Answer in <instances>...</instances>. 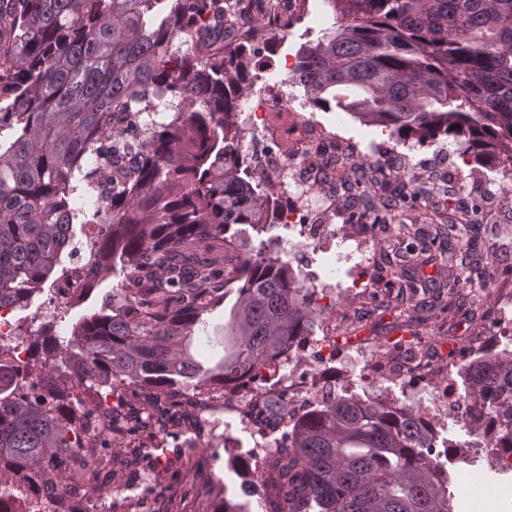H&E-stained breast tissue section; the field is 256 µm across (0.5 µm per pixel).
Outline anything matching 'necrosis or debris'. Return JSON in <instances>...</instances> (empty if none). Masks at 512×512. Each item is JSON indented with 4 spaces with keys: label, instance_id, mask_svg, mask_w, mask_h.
Returning a JSON list of instances; mask_svg holds the SVG:
<instances>
[{
    "label": "necrosis or debris",
    "instance_id": "4bbe7bcc",
    "mask_svg": "<svg viewBox=\"0 0 512 512\" xmlns=\"http://www.w3.org/2000/svg\"><path fill=\"white\" fill-rule=\"evenodd\" d=\"M233 119L243 126V156L261 179L288 198L279 212V221L296 232L295 248L306 252L335 246L339 234L328 221L334 208L332 199L325 195L316 203L311 199V192L326 179L340 175L336 156L347 151L344 137L328 130L314 116L289 111L275 93L258 97L247 113H235ZM333 335L329 329L321 337L308 338L304 346L306 356L297 374L286 373L283 363L271 361L264 370L262 383L244 382L224 392L208 394L206 411L241 419L258 397L266 396L299 416L335 396L340 385L347 382V361L337 356ZM390 352V357L380 361L365 359L362 374L368 386L400 380L408 401L433 428L438 427L445 411L463 412L452 379L436 391L430 402L417 398L414 387L420 372L421 352L415 343H393ZM240 431L242 436L237 441L238 451L231 458V466L249 489L259 468L277 448L268 431L244 423Z\"/></svg>",
    "mask_w": 512,
    "mask_h": 512
}]
</instances>
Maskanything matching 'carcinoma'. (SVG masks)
<instances>
[{"mask_svg": "<svg viewBox=\"0 0 512 512\" xmlns=\"http://www.w3.org/2000/svg\"><path fill=\"white\" fill-rule=\"evenodd\" d=\"M231 0H0V308L26 310L57 273L89 294L121 275L66 344L29 335L16 367L0 345V512H73L74 496L110 495L112 470L135 474L160 426L190 421L194 392L261 377L298 359L321 313L279 256L248 252L235 224H271L277 197L240 161L230 114L256 68L245 41L224 42ZM334 29L303 46L292 76L313 107H333L390 136L449 138L463 164L492 168L512 193V0H326ZM169 98L175 114L158 121ZM372 160L354 224H393L420 201L390 193ZM92 194L88 212L73 198ZM99 224L71 262L75 227ZM232 293L223 354L195 357L196 330ZM469 428L482 415L512 435V349L464 377ZM157 417L144 415L140 405ZM263 467L288 512H452L448 469L412 407L340 395L276 417ZM129 436L122 459L101 449ZM141 512H177L173 498Z\"/></svg>", "mask_w": 512, "mask_h": 512, "instance_id": "cac0c4a2", "label": "carcinoma"}]
</instances>
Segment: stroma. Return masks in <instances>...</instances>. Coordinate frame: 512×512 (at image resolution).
Masks as SVG:
<instances>
[{
  "mask_svg": "<svg viewBox=\"0 0 512 512\" xmlns=\"http://www.w3.org/2000/svg\"><path fill=\"white\" fill-rule=\"evenodd\" d=\"M333 23L325 0H309L307 13L289 26L284 46L254 48L260 68L245 92L246 98L255 99L268 89H278L290 111L314 113L329 129L352 140L360 154L387 164L389 172L398 171L427 182L428 209L449 203L465 211L476 202L481 210L476 225L453 231L444 224L423 223L420 211L404 212L401 225L381 231L370 252L377 270L401 274L403 287L386 288L366 298L337 293L335 309L324 313L323 319L335 322L336 345L347 358L384 352L389 340L405 331L435 336L443 342L452 333L469 335L466 309L449 304L448 284L460 282L458 294L466 296L462 284L471 274L470 263L476 255L488 252L499 261L497 285L512 282V195L503 193L499 173L464 165L455 144L449 141L422 146L404 143L339 109H313L303 87L295 83L285 67L284 57L296 55L301 46L317 40ZM236 231L247 250L284 258L291 254L289 234L282 226L257 229L240 225ZM116 283L115 277H106L91 295L82 298L44 292L29 309L14 312L13 321L23 334L38 333L50 324L58 334L69 335L83 317L99 310L103 297ZM239 434L236 422L226 430H205L203 438L211 444L208 453L193 459L189 468L172 467L158 494L182 495L180 512H214L221 488L226 489L228 497L241 499L240 480L229 470ZM448 472L455 492L454 512H512V495L500 493L503 487L512 488V473L496 471L486 457L459 446Z\"/></svg>",
  "mask_w": 512,
  "mask_h": 512,
  "instance_id": "1",
  "label": "stroma"
}]
</instances>
